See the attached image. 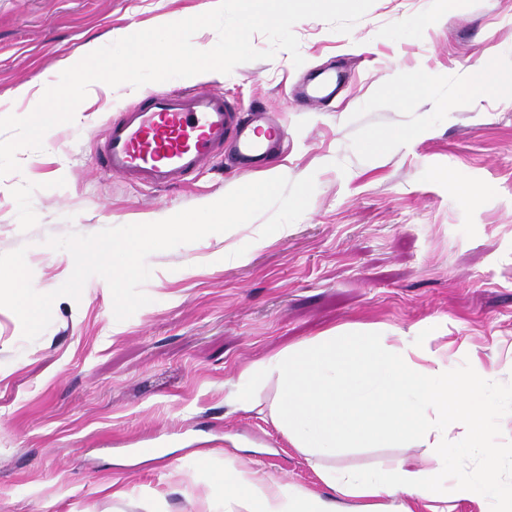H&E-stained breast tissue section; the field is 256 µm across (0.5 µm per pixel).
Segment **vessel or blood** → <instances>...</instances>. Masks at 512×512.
I'll return each instance as SVG.
<instances>
[{
    "label": "vessel or blood",
    "instance_id": "b4317fda",
    "mask_svg": "<svg viewBox=\"0 0 512 512\" xmlns=\"http://www.w3.org/2000/svg\"><path fill=\"white\" fill-rule=\"evenodd\" d=\"M280 142L275 115L243 119L222 91L150 92L109 123L100 157L114 175L169 187L223 155L225 144L247 167L273 155Z\"/></svg>",
    "mask_w": 512,
    "mask_h": 512
}]
</instances>
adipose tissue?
<instances>
[{"mask_svg": "<svg viewBox=\"0 0 512 512\" xmlns=\"http://www.w3.org/2000/svg\"><path fill=\"white\" fill-rule=\"evenodd\" d=\"M446 342L431 350L419 331L390 335L375 324L344 325L283 348L243 369L226 396L235 410L268 415L293 448L319 464L337 494L329 501L256 471L224 473V512H448V499L512 512V486L493 479L512 468L487 439L495 416L484 396L487 375L450 369ZM462 429L477 472L448 466V434ZM406 449V456L362 474L333 466L342 448Z\"/></svg>", "mask_w": 512, "mask_h": 512, "instance_id": "ef3b65f1", "label": "adipose tissue"}]
</instances>
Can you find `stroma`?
Returning <instances> with one entry per match:
<instances>
[{"mask_svg":"<svg viewBox=\"0 0 512 512\" xmlns=\"http://www.w3.org/2000/svg\"><path fill=\"white\" fill-rule=\"evenodd\" d=\"M212 0H0V117L28 115L44 86L85 45L186 19ZM304 59L281 51L212 79L162 91L223 89L241 107L281 113L276 175L314 176L285 237L252 245L254 223L157 252L151 302L116 321L107 282L58 298L53 320L25 341L0 308V512H224L228 468L261 470L321 497L332 490L268 416L233 410L224 383L255 361L334 327L420 328L439 347L467 342L491 372L497 413L489 442L512 449V95L465 92L481 59L512 71V0H375L350 33L304 19ZM335 72L331 103L300 108L295 89ZM401 76L432 83L421 102L392 101ZM26 95H19L20 86ZM142 89L99 86L73 123L48 131L21 172L0 178V254L26 247L42 293L73 270L51 236L156 222L213 203L249 181L215 162L184 185L157 189L99 163L109 119ZM402 129L401 143L373 148ZM245 251L225 259V244Z\"/></svg>","mask_w":512,"mask_h":512,"instance_id":"35a3bbf8","label":"stroma"}]
</instances>
